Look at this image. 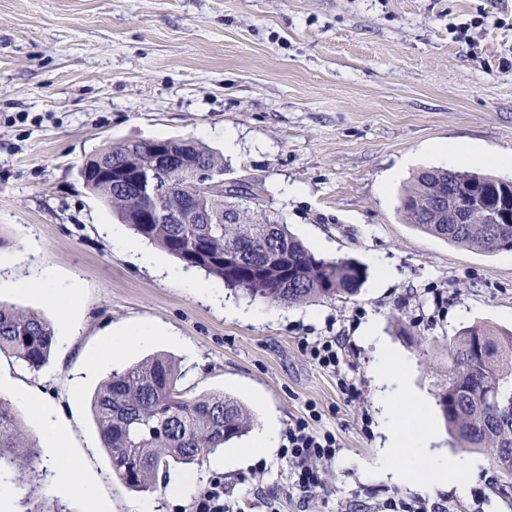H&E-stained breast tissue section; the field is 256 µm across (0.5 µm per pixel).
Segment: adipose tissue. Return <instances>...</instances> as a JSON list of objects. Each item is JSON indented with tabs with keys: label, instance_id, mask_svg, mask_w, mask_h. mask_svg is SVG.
<instances>
[{
	"label": "adipose tissue",
	"instance_id": "ef3b65f1",
	"mask_svg": "<svg viewBox=\"0 0 512 512\" xmlns=\"http://www.w3.org/2000/svg\"><path fill=\"white\" fill-rule=\"evenodd\" d=\"M362 339L375 348L370 375L378 388L379 430L387 439V450L379 460L381 468L392 473L396 481L416 485L424 493L449 487L466 494L474 471L472 463L457 456H425L424 448L434 432L432 423L421 416L411 424L403 417V408L419 410L424 404L409 383L411 362L377 335L375 324L365 325ZM28 400L34 410L46 416V425L56 437L54 456L48 463L50 483L61 494L80 498L85 512H102L104 505L85 478L58 422L52 419L51 409L37 395H29Z\"/></svg>",
	"mask_w": 512,
	"mask_h": 512
}]
</instances>
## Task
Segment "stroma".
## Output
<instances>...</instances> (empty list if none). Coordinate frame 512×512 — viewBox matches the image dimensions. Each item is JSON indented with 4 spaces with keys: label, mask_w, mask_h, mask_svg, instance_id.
<instances>
[{
    "label": "stroma",
    "mask_w": 512,
    "mask_h": 512,
    "mask_svg": "<svg viewBox=\"0 0 512 512\" xmlns=\"http://www.w3.org/2000/svg\"><path fill=\"white\" fill-rule=\"evenodd\" d=\"M147 138L222 153L225 185H252L317 255L366 267L360 292L267 304L135 237L80 172L96 151ZM444 143L512 156V0H0V272L26 249L48 287L79 298L66 319L38 295L0 291L54 330L40 372L4 353L0 369L51 405L111 512H195L214 479L227 512H386L392 500L512 512L489 453L454 444L435 403L456 331L512 330V251L451 245L398 213L413 176L441 167ZM371 319L429 402L427 454L476 462L466 495L422 494L381 472L374 349L360 339ZM120 330L146 339L103 374L171 355L187 396L231 397L258 430L275 419L273 452L243 459L238 439L203 466L172 469L158 491L121 485L93 416L100 377L75 387L70 373ZM324 336L342 344L338 372L303 350ZM342 373L357 380L355 402L337 386ZM311 403L315 429L340 448L318 462L323 485L303 500L283 445Z\"/></svg>",
    "instance_id": "35a3bbf8"
}]
</instances>
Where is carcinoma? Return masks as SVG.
I'll return each mask as SVG.
<instances>
[{"mask_svg":"<svg viewBox=\"0 0 512 512\" xmlns=\"http://www.w3.org/2000/svg\"><path fill=\"white\" fill-rule=\"evenodd\" d=\"M166 154H154L155 140L108 146L87 161L84 184L99 195L141 238L157 244L188 267L224 281L225 287L266 303L302 304L358 294L365 268L352 259L317 256L288 225L253 206L248 187L213 190L196 203L197 224H140L143 207L119 187L120 171L153 166L169 158L180 164L163 206L184 204L182 185L195 167L224 173V159L192 141L162 140ZM109 168L113 177L104 176ZM457 195L461 205L481 213L474 224L448 223L441 193ZM512 196V181L477 170L430 168L414 176L400 202L403 220L450 243L495 253L512 251V223L493 224L489 214ZM232 263L224 265V257ZM53 344L49 324L35 313L0 302V353L7 352L32 370L47 364ZM174 361L156 355L100 385L93 411L102 445L115 477L131 491L156 489L159 473L175 465L201 466L224 444L245 435L252 416L222 394L187 397L177 386ZM441 415L463 448H486L501 468L500 452L512 448V331L487 324L462 328L448 340V381L436 393ZM41 449L23 430L10 400L0 396V479L37 486L46 477ZM23 512H65L37 494Z\"/></svg>","mask_w":512,"mask_h":512,"instance_id":"carcinoma-1","label":"carcinoma"}]
</instances>
